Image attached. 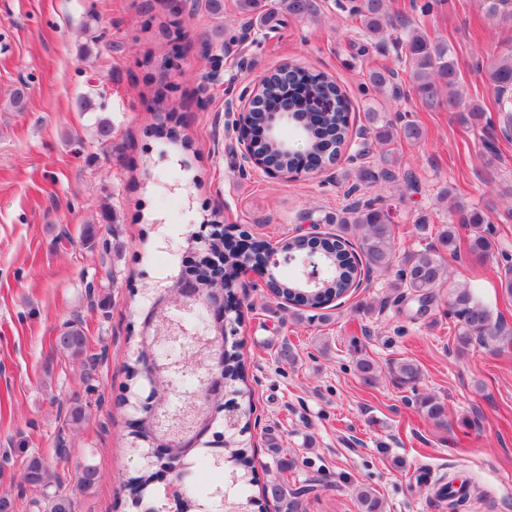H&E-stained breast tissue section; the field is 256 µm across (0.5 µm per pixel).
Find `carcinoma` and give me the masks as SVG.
<instances>
[{
    "mask_svg": "<svg viewBox=\"0 0 512 512\" xmlns=\"http://www.w3.org/2000/svg\"><path fill=\"white\" fill-rule=\"evenodd\" d=\"M283 9L290 18H303L313 11L312 0H282ZM484 14L496 23L512 28V0H481ZM446 0H413L412 7L423 16H436L445 7ZM348 11L360 20L366 40L372 41L387 30L399 32L394 38L401 48L403 63L408 68L409 91L430 110L461 104L457 91L459 69L448 44L432 38L426 31L413 25L400 15L388 13L385 0H354ZM477 72L484 74L495 93V115L488 114L478 106L469 108L473 126L494 135L495 130L508 137L512 135V52L501 56ZM368 84L377 93H387L395 98L404 94L397 84L396 74L388 68L369 71ZM260 99L250 112L253 129L265 128L269 114L273 112L297 113L307 125L304 150L288 148L287 138L281 136L274 141L258 140L257 151L265 164L276 170H299L313 167H330L337 164L344 154L352 133L348 121V105L345 93L328 75L302 67L285 66L266 76L259 88ZM364 132L373 136L377 145L383 147L385 166L378 168L361 163L352 169V190L378 183H393L399 179L406 184L415 183L411 172L400 173L392 165L391 149L394 136L411 142L423 137L421 127L413 121H405L394 128L379 120V113L370 111L366 115ZM458 215V221L442 225L435 235H429L428 217L419 216L413 224L416 236L423 240L419 247L398 253L394 240L393 225L389 212L374 207L373 203L357 199L328 219L336 225V233L323 238L291 236L280 239L277 249L282 253L306 254L316 252L322 259L324 276L319 286L308 287L299 276L288 277L280 267L270 261L271 247L267 241L255 242L252 255L254 263L264 265L270 278L269 293L276 301H284L303 307L326 319L324 310L335 301L348 295L358 273L360 263H365L367 272L380 275L395 272L396 287L422 303L431 302L434 289L447 282L448 269L444 254L461 252L460 228H470L466 239V254L481 263L489 258L495 243L490 237L486 214L479 208H465L457 204L450 207ZM209 249L214 256L221 257L215 264L203 256L194 269V280L202 292L208 293L220 286L234 283L242 273L240 255L225 244L224 227L211 225ZM178 275L163 288H153L151 307L165 306V318L157 322L155 341H145L137 336L125 364L130 395L121 400V405L134 408L139 402L137 389L147 380L150 365L145 355L157 361L181 356L177 343L163 336L166 321L190 325L200 333L217 335L214 321L200 303L178 309ZM449 314L454 319L459 349L464 350L473 343L497 348L512 343V327L501 316H493L491 309L466 285L454 288L450 293ZM57 349L80 363L85 373L88 360V342L82 328L77 324L66 327L57 336ZM208 361L189 360L183 368L171 375L160 376L154 382L150 397L157 402L168 399L169 385L173 384L182 394L193 400L194 412L211 418L209 436L202 440L199 448H182L175 444L169 447L166 456L149 454L159 437L158 420L150 409L139 412L136 428L128 433L129 443L139 452V466L134 474L122 480L130 504L157 497L158 476L169 471L175 483L173 498L176 512H245L243 506L252 502L254 487V448L250 435V413L252 390L247 383L245 362L240 348L224 347L223 374L224 399L214 402L205 400L202 379L207 376ZM357 369L364 382L373 384L377 379L378 366L369 357L357 362ZM388 372L400 385H414L421 377V366L413 359L405 358L393 362ZM423 415L435 426L448 425V411L437 397L425 395L416 400ZM241 410L233 423L228 424L218 417L224 406ZM217 438L222 444L224 457L221 461L208 458L205 448ZM98 469L84 463L75 474V486L81 491L94 487ZM22 480L40 492L35 499L38 512H74L75 502L63 492L62 483L46 460L40 456L27 459ZM264 496L276 502L279 512H294V492L283 482H270L262 487ZM359 512H380L381 503L368 488L356 491Z\"/></svg>",
    "mask_w": 512,
    "mask_h": 512,
    "instance_id": "carcinoma-1",
    "label": "carcinoma"
}]
</instances>
